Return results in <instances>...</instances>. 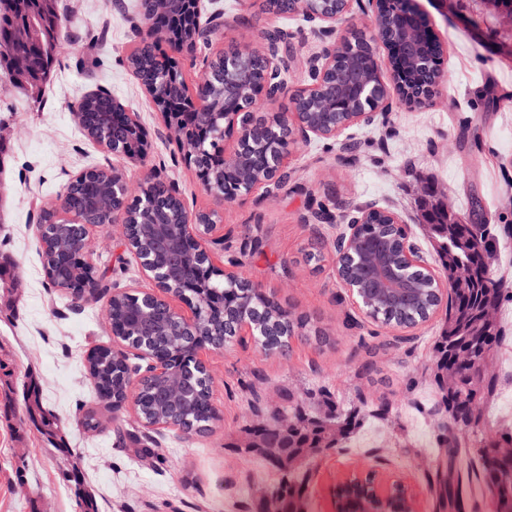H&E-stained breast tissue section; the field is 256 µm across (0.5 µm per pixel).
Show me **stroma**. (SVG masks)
Returning a JSON list of instances; mask_svg holds the SVG:
<instances>
[{
	"mask_svg": "<svg viewBox=\"0 0 512 512\" xmlns=\"http://www.w3.org/2000/svg\"><path fill=\"white\" fill-rule=\"evenodd\" d=\"M58 7L67 25L47 91L33 98L0 81V264L7 268L0 276V397L36 380L70 453L24 425L21 413L1 414L0 512H78L67 478L73 460L99 512H261L260 493L273 489L276 476L262 458L236 447L253 420V395L268 416L293 401L311 410L328 398L348 409L380 397L390 404L386 418L361 419L340 447L300 462L308 474L307 512H336L338 481L366 464L377 481L402 485L416 512H437L431 485L441 452L434 446L438 395L431 376L444 312L411 329L379 325L339 284L333 257L316 271L303 251L318 241L331 245L347 229L343 215L374 207L398 213L410 245L440 272L436 243L418 222L427 187L450 197L457 215L468 214L475 196L488 223L512 226V23L484 0H436L428 11L444 47L445 80L433 100L410 108L394 95L389 110L336 139L297 141L285 186L226 205L202 188L127 66L146 37L140 0H59ZM199 7L202 18L216 17L217 36L227 43L257 45L274 28L290 34L282 74L292 91L310 84L311 63L339 39L302 15L269 12L266 0H200ZM101 91L138 114L151 145L143 164L127 166L130 181L152 175L176 187L190 212L223 210L224 238L206 244L215 268L244 263L250 279L330 338L320 344L295 336L287 355L267 356L244 332L227 348L202 350L221 422L203 434L147 430L155 455L145 462L136 448L120 447L113 432L118 425L138 429L132 406L95 432L76 422L97 404L85 358L91 347L112 342L104 314L110 293L148 286L137 260L120 234L98 240L92 261L101 288L74 305L50 284L36 236L40 210L59 204L77 173L116 163L84 135L71 109ZM322 205L336 223H312ZM498 317L505 336L493 358L498 394L484 425L468 436L473 447L512 426V301Z\"/></svg>",
	"mask_w": 512,
	"mask_h": 512,
	"instance_id": "1",
	"label": "stroma"
}]
</instances>
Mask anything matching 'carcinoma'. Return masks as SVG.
<instances>
[{
    "label": "carcinoma",
    "instance_id": "obj_1",
    "mask_svg": "<svg viewBox=\"0 0 512 512\" xmlns=\"http://www.w3.org/2000/svg\"><path fill=\"white\" fill-rule=\"evenodd\" d=\"M35 5L40 37L26 40L23 37L29 16L20 13L23 3ZM190 0H151V16H160L171 28L173 42L195 51L196 24L191 14ZM64 19L56 11V0H0V76L8 78L17 87L39 96L52 76L59 32ZM17 52L26 54L27 69L17 71L12 56ZM137 78L147 84L156 85L162 96L160 107L172 114L175 122L190 134L200 130V119L192 102L182 96L186 81L182 71L173 66V59L161 57L153 52L151 44L142 42L130 55ZM374 61L367 59L358 64L348 62L336 72L334 88L346 86V74L353 70L368 78L374 75ZM210 109L220 112L224 108V83L214 82L210 89ZM76 110L86 115L85 128L89 136L112 140L114 112L112 96L95 93L80 99ZM265 140L258 138L245 154V165L253 172L261 170L267 154ZM151 191L160 202L155 212L140 214L137 220L153 222L162 218L168 224L167 234L176 241L180 237V207L167 195L168 187L158 181ZM112 199V172L94 169L78 184L66 189L63 202L66 208L81 220L92 224L112 223V207L102 206V200ZM420 218L428 233L438 244V257L444 273V285L448 289L447 302H442L436 283L426 272L402 274V285L395 288L380 276L387 266L403 263L404 233L387 223L380 214L372 224H362L353 240L356 260L342 266L344 277L357 282L365 302L363 310L373 321L386 326L401 327L418 325L427 321L440 307H445V318L441 336L434 346L436 368L434 379L441 396V403L453 401L456 406L467 408L473 402L489 403L497 389L495 375L481 371L479 362L484 354L501 344V323L498 319L488 322L484 310L498 309L512 296L494 278L491 269L484 264V257L497 253L500 240L490 225L478 218L466 221L442 210L437 204L422 203ZM76 244L74 230L68 224L54 229V238L42 247L45 266H53L62 252ZM466 264L469 279L461 281L453 275V269ZM185 274L178 280L177 292L191 297L199 304L195 331L203 340L221 343L231 340L227 332L241 319H250L257 312L265 316L270 333L255 337L257 345L265 354L284 353L289 339L294 335L312 337L319 343L327 342L328 336L303 316H295L282 306H274L268 295L258 288L240 286L245 276L238 273L237 279L221 280L203 269L196 257L186 255L183 259ZM130 300L118 296L110 300L107 317L115 330L130 331L137 336L150 333L151 349L166 355L170 365L167 373L145 376L141 368L132 367L121 352L108 346H99L85 365L94 380L99 397L107 401L106 408L116 410L133 398L140 418L146 422L156 420L174 421L195 433L204 432L211 426L214 409L211 402L212 380L198 375L192 381L185 380L183 370L194 361L192 348L180 336L172 335L167 306L160 302L147 321L138 323L129 316ZM467 348L473 362L457 368L458 384L450 394L443 385L448 361L456 351ZM22 400L25 418L42 435L58 437L57 420L47 413L41 403L38 385L31 381L23 386ZM295 426L283 432L278 421L262 422L245 428L248 445L242 448L247 454H258L279 474L276 492L281 499V512H301L305 477L288 472V460L307 459L328 452L346 440L355 424V415L331 410L323 415L309 416L300 411L294 414ZM117 443L127 441L141 445L139 453L148 457L152 449L133 430L119 429L115 433ZM435 445L443 449L442 468L437 481L440 503L448 512H459L464 498L463 476L473 473L480 478L490 499V512H512V484L501 485L494 481L493 472L509 461H498L481 451L467 455L463 448L467 441L443 428L435 436ZM375 509L388 508L392 512H404L407 507L405 491L400 485L392 488L386 502L371 501Z\"/></svg>",
    "mask_w": 512,
    "mask_h": 512
}]
</instances>
